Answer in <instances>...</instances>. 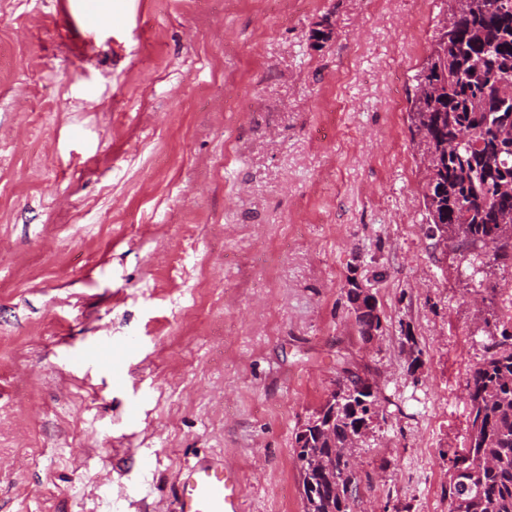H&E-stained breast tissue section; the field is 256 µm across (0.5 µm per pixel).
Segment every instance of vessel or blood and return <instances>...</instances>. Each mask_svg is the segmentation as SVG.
Returning <instances> with one entry per match:
<instances>
[{"label": "vessel or blood", "mask_w": 512, "mask_h": 512, "mask_svg": "<svg viewBox=\"0 0 512 512\" xmlns=\"http://www.w3.org/2000/svg\"><path fill=\"white\" fill-rule=\"evenodd\" d=\"M177 512H244L238 471L221 463L185 466L179 475Z\"/></svg>", "instance_id": "vessel-or-blood-1"}]
</instances>
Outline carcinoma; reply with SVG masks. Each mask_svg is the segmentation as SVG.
I'll list each match as a JSON object with an SVG mask.
<instances>
[{"label":"carcinoma","instance_id":"cac0c4a2","mask_svg":"<svg viewBox=\"0 0 512 512\" xmlns=\"http://www.w3.org/2000/svg\"><path fill=\"white\" fill-rule=\"evenodd\" d=\"M425 66L414 76L411 141L432 156L423 188L426 237L450 230L473 272L512 270V0H445ZM377 306L354 308L358 332L381 331ZM488 356L468 373L470 430L448 482V512H512V319H485ZM379 395L368 374L345 367L312 418L296 431L304 512H349L351 459Z\"/></svg>","mask_w":512,"mask_h":512}]
</instances>
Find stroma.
Wrapping results in <instances>:
<instances>
[{
    "label": "stroma",
    "instance_id": "1",
    "mask_svg": "<svg viewBox=\"0 0 512 512\" xmlns=\"http://www.w3.org/2000/svg\"><path fill=\"white\" fill-rule=\"evenodd\" d=\"M95 13L0 0V512H174L197 462L304 512L295 432L344 362L380 393L351 512H448L512 273L490 299L422 231L408 110L443 0ZM348 285L351 287L348 288V296L353 304V310L355 313V323L358 327V332L363 336L367 337L366 335H369L373 328L376 329V331L380 332L382 329V322L380 315L378 313L377 309V301L373 295L366 296L363 299L364 302V309L365 311H361V308H357L355 305L357 301L359 300L360 295L362 294L360 286L355 281H349ZM369 298H372L374 300V306H370L368 304ZM374 310L376 311V314L373 315ZM374 321H375V327H374Z\"/></svg>",
    "mask_w": 512,
    "mask_h": 512
}]
</instances>
